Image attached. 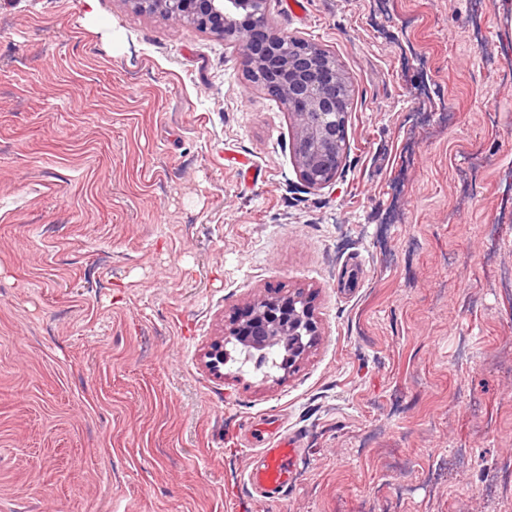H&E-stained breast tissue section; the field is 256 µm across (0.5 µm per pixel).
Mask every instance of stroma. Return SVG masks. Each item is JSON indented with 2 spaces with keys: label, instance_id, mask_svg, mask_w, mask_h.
I'll return each instance as SVG.
<instances>
[{
  "label": "stroma",
  "instance_id": "obj_1",
  "mask_svg": "<svg viewBox=\"0 0 512 512\" xmlns=\"http://www.w3.org/2000/svg\"><path fill=\"white\" fill-rule=\"evenodd\" d=\"M269 13L355 89L322 188L222 39L0 0V512H512V0ZM303 287L298 372L202 368ZM264 417L301 438L284 498L245 490Z\"/></svg>",
  "mask_w": 512,
  "mask_h": 512
}]
</instances>
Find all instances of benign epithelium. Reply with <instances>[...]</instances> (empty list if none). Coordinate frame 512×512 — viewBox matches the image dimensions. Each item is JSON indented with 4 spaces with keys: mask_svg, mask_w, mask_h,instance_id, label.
Wrapping results in <instances>:
<instances>
[{
    "mask_svg": "<svg viewBox=\"0 0 512 512\" xmlns=\"http://www.w3.org/2000/svg\"><path fill=\"white\" fill-rule=\"evenodd\" d=\"M144 13H160L192 24L237 50L252 86L276 99L294 128L293 159L308 186L336 179L347 149V124L354 88L336 56L303 37L279 32L268 16V0H127ZM320 335L314 293L297 289L279 297L250 298L225 336L202 354L204 366L220 374L224 344L247 359L277 349L283 376L297 371Z\"/></svg>",
    "mask_w": 512,
    "mask_h": 512,
    "instance_id": "1",
    "label": "benign epithelium"
}]
</instances>
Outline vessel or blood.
<instances>
[{
	"label": "vessel or blood",
	"instance_id": "b4317fda",
	"mask_svg": "<svg viewBox=\"0 0 512 512\" xmlns=\"http://www.w3.org/2000/svg\"><path fill=\"white\" fill-rule=\"evenodd\" d=\"M253 442L260 446L263 463L249 472L246 487L259 495H286L292 483V470L299 455L294 437L282 434L279 430L258 429Z\"/></svg>",
	"mask_w": 512,
	"mask_h": 512
}]
</instances>
